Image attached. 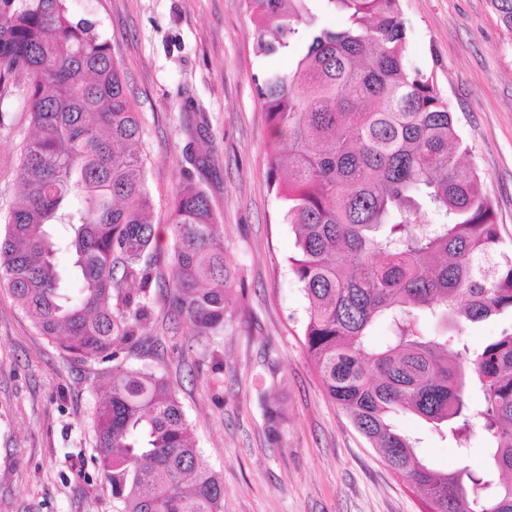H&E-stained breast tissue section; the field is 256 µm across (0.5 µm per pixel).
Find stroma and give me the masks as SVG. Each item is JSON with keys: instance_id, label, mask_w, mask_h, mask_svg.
Returning <instances> with one entry per match:
<instances>
[{"instance_id": "obj_1", "label": "stroma", "mask_w": 512, "mask_h": 512, "mask_svg": "<svg viewBox=\"0 0 512 512\" xmlns=\"http://www.w3.org/2000/svg\"><path fill=\"white\" fill-rule=\"evenodd\" d=\"M72 5L110 41L141 120L157 231L150 316L118 360H83L40 335L0 287V512H115L95 462V411L129 368L171 385L204 465L224 481V512H420L416 492L328 399L306 348L308 303L289 265L295 235L267 175L278 139L256 90L257 79L288 71V54L258 53L245 0ZM401 9L407 62L433 71L511 249L512 33L491 0H401ZM25 82L0 81V213L22 189ZM189 180L212 202L231 269L218 385L208 344L179 322L163 287L172 207ZM271 408L283 417L274 435ZM394 423L421 437L435 469L488 465L481 437L462 451L412 414Z\"/></svg>"}]
</instances>
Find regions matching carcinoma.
Returning a JSON list of instances; mask_svg holds the SVG:
<instances>
[{
    "label": "carcinoma",
    "mask_w": 512,
    "mask_h": 512,
    "mask_svg": "<svg viewBox=\"0 0 512 512\" xmlns=\"http://www.w3.org/2000/svg\"><path fill=\"white\" fill-rule=\"evenodd\" d=\"M312 2L246 0L259 49L294 53L258 95L285 146L267 166L295 234L308 353L331 401L421 494L422 512H512V324L481 349L450 334L462 318L512 315V254L492 202L459 160L433 75L405 59L400 0H325L346 17L338 29ZM491 3L512 33V0ZM19 73L35 133L21 197L0 217V285L41 335L113 362L149 312L155 233L138 112L110 43L69 0H0V78ZM170 228L173 308L209 340L224 332L229 269L211 201L190 180ZM404 411L455 438L481 434L492 465L431 468L391 422ZM96 442L117 512H222L224 482L201 465L163 377L112 381Z\"/></svg>",
    "instance_id": "1"
}]
</instances>
